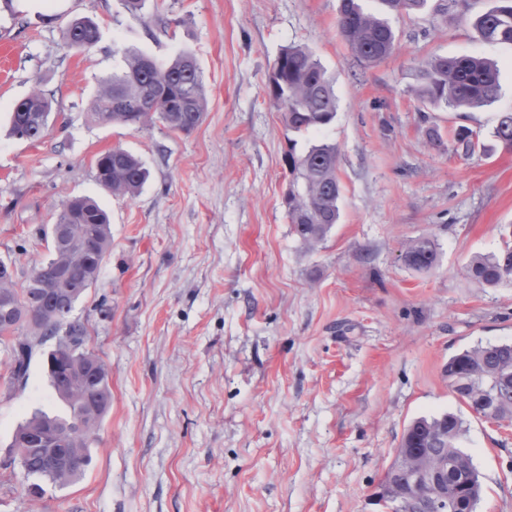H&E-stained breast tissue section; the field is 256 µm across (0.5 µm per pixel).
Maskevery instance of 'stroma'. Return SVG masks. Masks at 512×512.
I'll return each mask as SVG.
<instances>
[{"mask_svg":"<svg viewBox=\"0 0 512 512\" xmlns=\"http://www.w3.org/2000/svg\"><path fill=\"white\" fill-rule=\"evenodd\" d=\"M468 12L425 7L389 18L393 53L359 61L338 26L339 0H0V40L19 53L0 69V259L25 284L48 255L44 229L69 195L111 216L112 250L73 315L107 365L112 406L85 474L27 496L8 461L34 410L61 414L43 356L10 382L0 341V512H384L376 499L412 420L458 415L482 484L477 512H512V422L476 417L448 386V360L512 342V282L471 279L474 255L512 236V146L492 140L512 112V45L483 41ZM88 17L101 37L70 49L65 24ZM310 48L336 97L334 122L299 147L338 148L340 218L307 250L286 217L288 137L267 94L279 52ZM136 50L158 62L194 54L207 111L190 134L136 130L88 114L98 79ZM497 62L500 93L465 112L421 103L435 56ZM51 91L46 138L7 134L15 102ZM461 125L490 154L453 150ZM438 127L444 145L429 144ZM150 172L132 199L102 190L95 159L114 146ZM438 252L406 267L404 242ZM401 260L415 271H429L436 266L438 253L433 242L429 239H415L402 246Z\"/></svg>","mask_w":512,"mask_h":512,"instance_id":"35a3bbf8","label":"stroma"}]
</instances>
